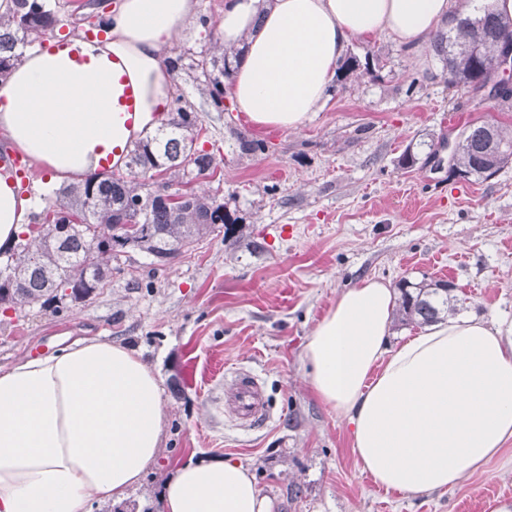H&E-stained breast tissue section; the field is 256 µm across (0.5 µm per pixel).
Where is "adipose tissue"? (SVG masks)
<instances>
[{"label":"adipose tissue","mask_w":512,"mask_h":512,"mask_svg":"<svg viewBox=\"0 0 512 512\" xmlns=\"http://www.w3.org/2000/svg\"><path fill=\"white\" fill-rule=\"evenodd\" d=\"M199 0H116L105 38L26 52L0 79V143L52 180L123 167L174 96L168 49ZM462 0H224L218 36L242 49L227 96L260 126L299 130L323 102L349 43L384 34L419 47ZM136 92L132 119L118 98ZM34 209L0 177V246ZM396 293L365 278L344 289L304 350L307 382L353 427L362 472L403 493L449 491L512 442V340L480 316L389 343ZM167 422L158 376L134 349L98 338L0 368V512H85L137 485ZM165 512H271L244 465L201 459L165 483Z\"/></svg>","instance_id":"1"}]
</instances>
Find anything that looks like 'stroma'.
Masks as SVG:
<instances>
[{
	"label": "stroma",
	"mask_w": 512,
	"mask_h": 512,
	"mask_svg": "<svg viewBox=\"0 0 512 512\" xmlns=\"http://www.w3.org/2000/svg\"><path fill=\"white\" fill-rule=\"evenodd\" d=\"M58 23L43 47L91 38L84 0H46ZM224 0H199L170 49L218 54ZM355 71L335 79L303 129L251 123L218 110L193 75H174L219 162L199 185L237 216L171 264L121 256L100 294L60 310L0 307V367L97 336L135 349L157 373L168 412L159 457L123 506L163 512L160 491L202 455L249 467L272 512H512V443L448 492L401 494L362 473L350 429L311 395L304 349L337 295L365 277L397 285L451 283L462 314L512 328V165L483 182L438 168L469 121L512 127V109L448 83L433 47L356 39ZM265 150L240 154L238 137ZM437 161L405 169V150ZM258 375L269 417L240 428L226 373Z\"/></svg>",
	"instance_id": "stroma-1"
}]
</instances>
